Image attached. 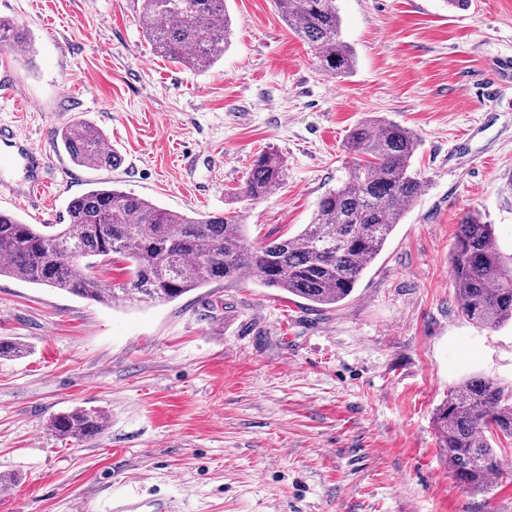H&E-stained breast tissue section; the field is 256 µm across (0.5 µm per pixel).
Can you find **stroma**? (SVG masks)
Wrapping results in <instances>:
<instances>
[{
  "instance_id": "35a3bbf8",
  "label": "stroma",
  "mask_w": 512,
  "mask_h": 512,
  "mask_svg": "<svg viewBox=\"0 0 512 512\" xmlns=\"http://www.w3.org/2000/svg\"><path fill=\"white\" fill-rule=\"evenodd\" d=\"M356 65L319 70L273 0H226L230 46L196 72L156 55L137 0H0L31 61L0 51V122L29 134L54 182L43 219L109 182L179 213H237L261 245L311 223L348 176L369 115L421 139L426 182L350 297L316 309L252 276L121 307L0 277V512H512V482L466 492L433 413L472 376L512 384V323L462 315L448 264L469 211L512 254V0H336ZM88 119L126 158L73 165L55 133ZM286 162L274 194L236 198L256 154ZM108 415L56 436L52 415ZM106 423L105 411L80 407L53 417L50 426L56 435L80 443L100 434Z\"/></svg>"
}]
</instances>
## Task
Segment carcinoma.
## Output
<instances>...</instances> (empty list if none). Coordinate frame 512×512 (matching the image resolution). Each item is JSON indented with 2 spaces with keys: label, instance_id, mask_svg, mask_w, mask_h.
<instances>
[{
  "label": "carcinoma",
  "instance_id": "obj_1",
  "mask_svg": "<svg viewBox=\"0 0 512 512\" xmlns=\"http://www.w3.org/2000/svg\"><path fill=\"white\" fill-rule=\"evenodd\" d=\"M301 41L314 49L319 70L344 77L355 66L340 39L336 0H274ZM140 22L155 53L191 70L214 66L231 43L233 23L225 0H141ZM0 49L25 56L30 37L0 19ZM71 162L91 170L114 166L115 150L96 125L77 121L57 132ZM420 146L409 128L386 119H363L351 130L345 151L353 155L346 180L317 202L311 223L295 237L252 246L239 218L189 215L113 185L94 182L67 205L65 224H28L0 211V277L56 288L72 296L120 305L131 300L170 302L217 280L249 272L312 306L347 299L424 192L413 169ZM286 169L274 151L259 153L239 192L256 201L278 190ZM123 262L127 279L108 287L94 273L100 264ZM461 313L490 328L512 322V255L497 242L494 225L466 214L449 255ZM438 445L448 476L464 489L487 494L492 479L512 471L492 441L512 440V388L471 377L448 392L434 413ZM105 411L75 408L52 418L56 435L80 443L100 434Z\"/></svg>",
  "mask_w": 512,
  "mask_h": 512
}]
</instances>
